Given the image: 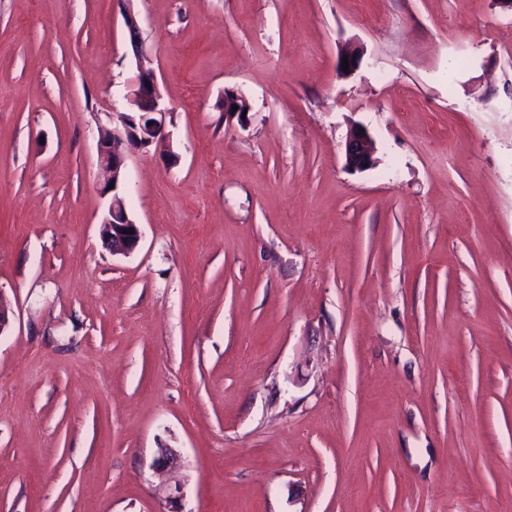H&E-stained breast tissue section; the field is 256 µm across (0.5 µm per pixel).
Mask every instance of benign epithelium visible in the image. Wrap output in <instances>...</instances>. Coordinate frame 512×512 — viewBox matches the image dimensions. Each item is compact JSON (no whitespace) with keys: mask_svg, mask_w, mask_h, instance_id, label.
Listing matches in <instances>:
<instances>
[{"mask_svg":"<svg viewBox=\"0 0 512 512\" xmlns=\"http://www.w3.org/2000/svg\"><path fill=\"white\" fill-rule=\"evenodd\" d=\"M128 42L135 60L142 57L141 29L137 17L130 12L125 17ZM132 110L123 113V132L103 133L97 144L98 160L103 174L100 192L110 196L102 219L101 237L114 255L131 253L140 240L139 225L130 217L119 185L123 180L127 152L132 146L148 149L166 142V114L170 111L154 73L141 69L137 85L130 99ZM240 103V95L224 90V118L242 117L243 112L233 110ZM373 140L360 126L351 128L345 143V166L354 171H364L374 164ZM114 188H109V185Z\"/></svg>","mask_w":512,"mask_h":512,"instance_id":"1","label":"benign epithelium"}]
</instances>
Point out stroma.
I'll use <instances>...</instances> for the list:
<instances>
[{"label": "stroma", "instance_id": "1", "mask_svg": "<svg viewBox=\"0 0 512 512\" xmlns=\"http://www.w3.org/2000/svg\"><path fill=\"white\" fill-rule=\"evenodd\" d=\"M0 305V512H512V11L0 0ZM139 69L141 74L130 99L132 110L122 113L123 132H105L97 144L103 174L100 192L103 195L111 194L101 222V237L115 255L131 253L140 240L139 225L130 217L118 190L124 177L127 152L132 146L149 149L166 142L169 137L166 132V114L170 107L163 102L154 73L143 67ZM111 184H114V188L109 189ZM125 231H133V234H125ZM373 140L360 126L351 128L345 143V166L354 171H364L374 164Z\"/></svg>", "mask_w": 512, "mask_h": 512}]
</instances>
